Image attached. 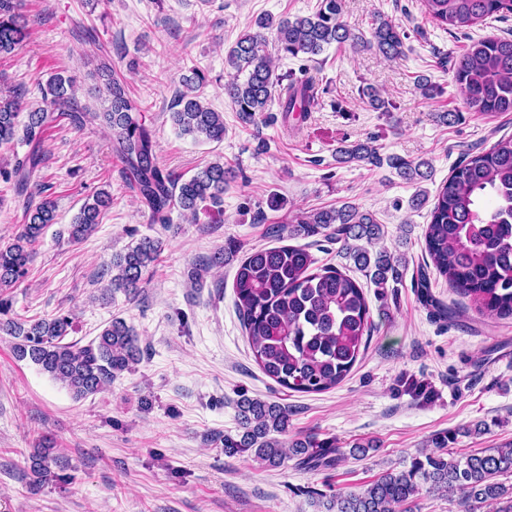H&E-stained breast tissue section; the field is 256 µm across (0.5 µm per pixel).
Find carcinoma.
Here are the masks:
<instances>
[{
  "instance_id": "carcinoma-1",
  "label": "carcinoma",
  "mask_w": 512,
  "mask_h": 512,
  "mask_svg": "<svg viewBox=\"0 0 512 512\" xmlns=\"http://www.w3.org/2000/svg\"><path fill=\"white\" fill-rule=\"evenodd\" d=\"M425 14L438 26L453 32L491 18L512 15V0H421ZM28 30L17 12L16 0H0V56L15 51ZM405 34L393 21L379 17L371 37L349 28L342 16L341 0H322L309 16L270 15L255 20V30L241 35L225 59L228 80L224 94L245 124H255L278 104L283 119L298 121L319 105V91L308 78L276 72L274 58L309 59L332 45L349 43L373 50L391 60L402 54ZM453 79L468 111L480 114L512 112V37H486L470 44L452 63ZM109 106L88 112L79 105L75 80L56 74L47 83L42 105L23 111V95L14 90L0 95V145L20 141L29 152L3 172L17 196H26L20 230L11 243L0 247V288H9L26 275L32 245L44 229L55 223L56 202L41 196L39 172L44 163L43 135L67 118L82 126L93 118L112 135V151L122 164L130 185L160 224L169 223L168 212L177 206L197 219L201 211L223 212L224 190L231 169L216 161L184 179L173 176L157 160L154 131L140 119L143 111L126 81L109 66L101 69ZM206 77L193 68L181 77L171 120L182 136L195 141L224 140V116L203 103L199 90ZM363 98L376 110L388 111L380 91L369 85ZM336 162L381 163L378 148L370 142L341 145ZM389 165L409 180L429 177L431 164L391 157ZM112 196L100 190L88 198L70 224L73 242L90 235L111 207ZM281 233L289 239L322 236L336 241L377 287L400 284L405 263L378 246L383 227L373 214L353 204L320 209L282 220ZM424 250L436 274L443 277L474 311L499 320L512 319V136H503L488 149L455 166L436 190L430 221L424 233ZM161 251V242L143 237L112 256V278L105 292H139L143 276ZM236 307L256 363L283 388L306 394L328 391L351 372L371 336L372 320L363 287L336 267L316 266L302 245L253 249L243 255L234 278ZM418 299L425 306L437 302L429 292L430 277L421 272ZM10 299L0 295V332L13 339L18 360L28 361L61 383L76 401L95 395L140 360L135 329L121 318L113 319L90 343L65 341L72 317L59 314L30 324L8 317ZM241 432L224 436V453L249 452L262 465L278 467L287 460L305 471L330 470L341 459L336 439L316 434L286 439L288 406L258 398L237 402ZM481 433L480 427L459 428L434 435L432 449L413 458L408 470L387 471L358 491L338 492L322 503L324 512H413L421 490L458 497L461 512L504 499L512 500V486L498 477L512 473V443L485 448L465 456L448 453V442L458 435ZM61 466L53 443L45 441L32 454L30 490L39 492L60 479Z\"/></svg>"
}]
</instances>
